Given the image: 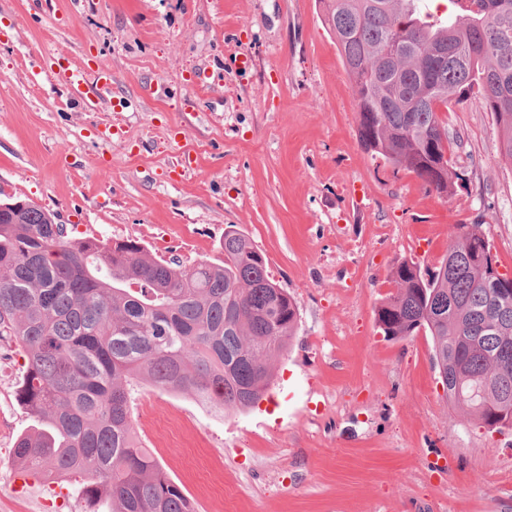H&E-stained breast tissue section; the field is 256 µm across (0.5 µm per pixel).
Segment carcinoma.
Instances as JSON below:
<instances>
[{
  "instance_id": "carcinoma-1",
  "label": "carcinoma",
  "mask_w": 512,
  "mask_h": 512,
  "mask_svg": "<svg viewBox=\"0 0 512 512\" xmlns=\"http://www.w3.org/2000/svg\"><path fill=\"white\" fill-rule=\"evenodd\" d=\"M423 2L318 5L355 88L361 145L446 197L464 178L445 160L461 138L440 106L476 94L512 164V0H448L459 6L450 21ZM222 249L186 267L148 257L136 239L70 238L31 201L0 212V338L23 359L16 400L39 419L14 442L16 466L73 480L112 512H196L135 434L132 382L144 375L221 411L251 407L299 321L248 236L231 227ZM493 263L486 225L458 226L434 270L392 268L376 322L389 340L428 332L448 402L499 431L512 428V278L491 275Z\"/></svg>"
}]
</instances>
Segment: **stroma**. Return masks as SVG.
<instances>
[{
  "label": "stroma",
  "instance_id": "35a3bbf8",
  "mask_svg": "<svg viewBox=\"0 0 512 512\" xmlns=\"http://www.w3.org/2000/svg\"><path fill=\"white\" fill-rule=\"evenodd\" d=\"M101 66L86 103L39 74ZM316 0H0V190L72 237L134 238L190 266L242 230L299 309L288 352L254 407L135 383L133 419L181 429L145 447L197 512H512V430L449 403L425 333L386 339L375 317L409 259L434 268L457 225L487 227L512 275V166L476 97L440 117L464 142L466 180L438 196L372 156ZM22 361L0 364V512L89 508L73 483L20 488Z\"/></svg>",
  "mask_w": 512,
  "mask_h": 512
}]
</instances>
